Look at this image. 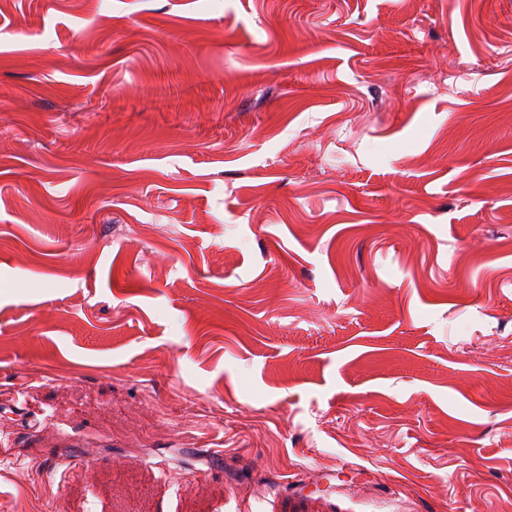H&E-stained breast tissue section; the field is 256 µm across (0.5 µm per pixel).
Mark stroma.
<instances>
[{
    "instance_id": "stroma-1",
    "label": "stroma",
    "mask_w": 512,
    "mask_h": 512,
    "mask_svg": "<svg viewBox=\"0 0 512 512\" xmlns=\"http://www.w3.org/2000/svg\"><path fill=\"white\" fill-rule=\"evenodd\" d=\"M512 512V0H0V512Z\"/></svg>"
}]
</instances>
